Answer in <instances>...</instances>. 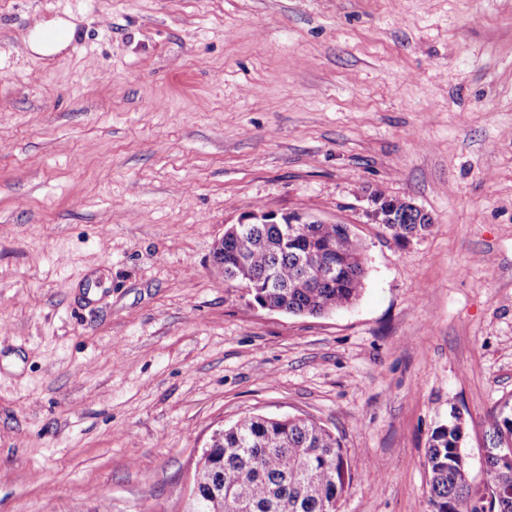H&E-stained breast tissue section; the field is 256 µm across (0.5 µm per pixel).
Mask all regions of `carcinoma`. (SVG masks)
I'll return each mask as SVG.
<instances>
[{
  "label": "carcinoma",
  "mask_w": 512,
  "mask_h": 512,
  "mask_svg": "<svg viewBox=\"0 0 512 512\" xmlns=\"http://www.w3.org/2000/svg\"><path fill=\"white\" fill-rule=\"evenodd\" d=\"M432 218L402 203L385 225L396 241L427 231ZM314 259L335 263L331 279H306ZM224 272L257 285L263 307L321 315L353 304L366 277L363 246L347 224H306L288 236L282 224H251L214 248ZM486 482L473 485L463 444L467 426L454 412L434 428L425 452L432 512H512V407L485 418ZM196 467L191 512H338L352 481L341 441L323 424L297 416L245 415L211 436Z\"/></svg>",
  "instance_id": "obj_1"
}]
</instances>
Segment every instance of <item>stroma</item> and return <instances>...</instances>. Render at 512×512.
Here are the masks:
<instances>
[{
  "instance_id": "stroma-1",
  "label": "stroma",
  "mask_w": 512,
  "mask_h": 512,
  "mask_svg": "<svg viewBox=\"0 0 512 512\" xmlns=\"http://www.w3.org/2000/svg\"><path fill=\"white\" fill-rule=\"evenodd\" d=\"M71 22L84 44L42 54ZM0 512H188L248 414L315 419L339 512H430L459 412L475 485L512 401V0H0ZM433 219L395 241L372 190ZM350 225L364 289L250 305L213 249L255 207Z\"/></svg>"
}]
</instances>
